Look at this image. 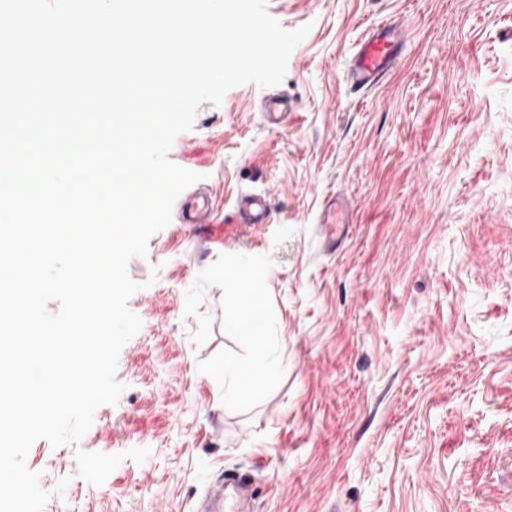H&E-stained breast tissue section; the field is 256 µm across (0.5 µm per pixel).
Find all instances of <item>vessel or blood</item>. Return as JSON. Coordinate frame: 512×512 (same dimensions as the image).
<instances>
[{
    "label": "vessel or blood",
    "mask_w": 512,
    "mask_h": 512,
    "mask_svg": "<svg viewBox=\"0 0 512 512\" xmlns=\"http://www.w3.org/2000/svg\"><path fill=\"white\" fill-rule=\"evenodd\" d=\"M409 37L406 27L395 22H382L369 30L357 46L346 69V82L351 90L360 91L378 84L393 67L398 47ZM264 118L269 125L278 126L288 120L286 98L270 96L264 106ZM266 197L244 194L237 200L236 221L240 224H263L269 215ZM180 221L184 224H210L214 212L207 195L196 194L180 206ZM322 224H348L352 213L347 199L334 196L327 200L318 217Z\"/></svg>",
    "instance_id": "obj_1"
}]
</instances>
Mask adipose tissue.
I'll list each match as a JSON object with an SVG mask.
<instances>
[{
	"label": "adipose tissue",
	"instance_id": "adipose-tissue-1",
	"mask_svg": "<svg viewBox=\"0 0 512 512\" xmlns=\"http://www.w3.org/2000/svg\"><path fill=\"white\" fill-rule=\"evenodd\" d=\"M234 293L240 302L238 313L231 324L233 330L246 333L261 352L258 364L243 365L229 361L224 365V391L236 400L247 399L254 391L258 379L267 371L279 367L283 359L271 347L272 339L266 336L264 326L268 318V291L260 283H237Z\"/></svg>",
	"mask_w": 512,
	"mask_h": 512
}]
</instances>
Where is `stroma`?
Segmentation results:
<instances>
[{
    "label": "stroma",
    "instance_id": "stroma-1",
    "mask_svg": "<svg viewBox=\"0 0 512 512\" xmlns=\"http://www.w3.org/2000/svg\"><path fill=\"white\" fill-rule=\"evenodd\" d=\"M308 26L276 88L203 103L169 160L199 173L214 223H169L133 258L125 389L88 431L26 456L43 512H197L228 473L252 512H512V0H267ZM409 39L353 92L345 67L382 20ZM287 97V126L262 103ZM268 194L270 217L231 218ZM349 224H320L328 198ZM268 290L285 367L224 400L227 270ZM270 203L265 196L243 194L237 200L235 224H264L269 215Z\"/></svg>",
    "mask_w": 512,
    "mask_h": 512
}]
</instances>
